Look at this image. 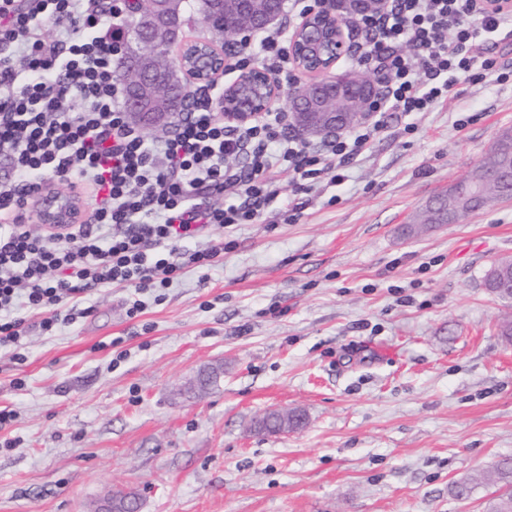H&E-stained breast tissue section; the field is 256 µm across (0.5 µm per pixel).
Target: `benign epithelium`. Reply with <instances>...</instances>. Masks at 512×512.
Returning a JSON list of instances; mask_svg holds the SVG:
<instances>
[{
    "label": "benign epithelium",
    "mask_w": 512,
    "mask_h": 512,
    "mask_svg": "<svg viewBox=\"0 0 512 512\" xmlns=\"http://www.w3.org/2000/svg\"><path fill=\"white\" fill-rule=\"evenodd\" d=\"M385 0H323L321 5L307 10L301 22L288 37L290 58L297 70L321 86H333L337 98L344 97L336 85V66L348 53L344 27L358 18L376 13ZM174 0H147L136 15V25L145 50L123 60V76L127 87V113L138 126L167 128L174 123L185 105V90L164 87L159 76L172 63L186 67L187 77L195 84H214L224 73V50L209 38L186 40L172 23ZM283 0L267 7L247 24L224 25V33L248 37L279 22ZM378 92V81L371 80L361 101L358 119L368 122L372 116L370 104ZM280 98L279 86L261 70L247 71L238 76L215 99L219 117L229 125L244 126L261 118ZM341 107L334 112H322L314 100L303 91L290 96V119L296 131L304 136L332 135L344 131L348 124ZM448 213L465 207L478 208L482 201V185L468 178L453 183L448 193L437 198ZM84 215V204L74 193H60L47 185L31 203V217L37 224L59 226L77 224Z\"/></svg>",
    "instance_id": "obj_1"
}]
</instances>
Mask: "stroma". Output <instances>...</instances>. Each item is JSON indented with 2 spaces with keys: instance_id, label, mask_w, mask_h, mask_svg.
<instances>
[{
  "instance_id": "stroma-1",
  "label": "stroma",
  "mask_w": 512,
  "mask_h": 512,
  "mask_svg": "<svg viewBox=\"0 0 512 512\" xmlns=\"http://www.w3.org/2000/svg\"><path fill=\"white\" fill-rule=\"evenodd\" d=\"M413 121L140 316L104 288L31 330L23 362L0 351V512H91L118 489L140 512H485L475 477L512 457V305L484 286L512 259V198L402 228L512 131V82L458 84ZM293 407L303 427L251 431Z\"/></svg>"
}]
</instances>
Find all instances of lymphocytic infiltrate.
<instances>
[{
    "label": "lymphocytic infiltrate",
    "mask_w": 512,
    "mask_h": 512,
    "mask_svg": "<svg viewBox=\"0 0 512 512\" xmlns=\"http://www.w3.org/2000/svg\"><path fill=\"white\" fill-rule=\"evenodd\" d=\"M88 2L0 0V156L12 167L0 180V350L20 348L31 327L49 335L76 322L85 295L103 288L130 290L127 315L138 317L140 293L170 287L185 268L222 262L225 232L260 223L275 199L300 216L317 185L338 181L372 150L391 116L407 117L410 134V116L447 98L458 78L512 79L484 51L512 34V10L391 0L384 13L359 18L364 42L350 58L384 83L371 123L311 142L291 132L282 111L226 126L200 94L171 135L150 140L122 104V0L105 11ZM257 66L293 83L282 30L238 44L230 58L234 71ZM55 181L90 197L92 210L52 235L26 224L24 211L37 188Z\"/></svg>",
    "instance_id": "obj_1"
}]
</instances>
